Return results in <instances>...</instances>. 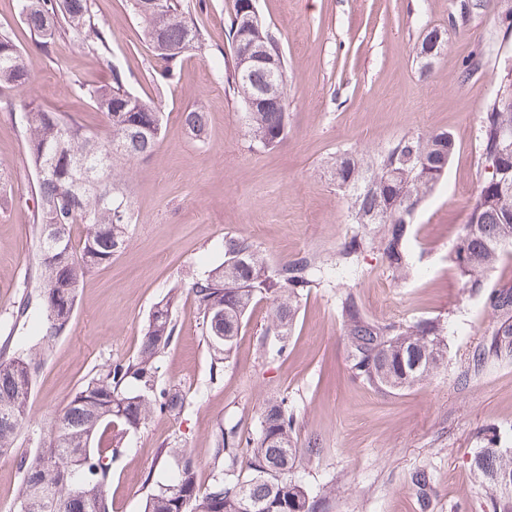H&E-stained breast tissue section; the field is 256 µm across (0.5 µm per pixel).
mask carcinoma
<instances>
[{
  "mask_svg": "<svg viewBox=\"0 0 512 512\" xmlns=\"http://www.w3.org/2000/svg\"><path fill=\"white\" fill-rule=\"evenodd\" d=\"M143 2L129 0V5L152 46L155 80L166 84L185 56L205 48V36L190 18L184 0H160L159 13ZM481 2L454 0L451 16L462 26ZM238 3L232 0L228 10V46L218 67L225 89L245 105L267 75L258 69L249 81L242 80L235 46L241 31L276 57L281 43L261 18L244 27ZM18 8L22 22L43 47L67 32L82 36L97 52L108 45L109 32L95 23L90 0H18ZM103 61L112 72V82L81 92L105 114L106 133L87 131L71 116L32 101L21 104L27 160L38 183L36 288L46 342L67 329L84 276L112 263L125 249L132 213L117 167L151 157L164 122L155 103L127 88L121 67L106 57ZM495 62V89L478 128L486 161L502 151L505 132H512V54L497 55ZM29 82L22 50L8 33L0 32V92L24 88ZM184 123L196 138L206 134L204 113L192 110ZM245 124L253 145L271 150L287 134L286 105L247 112ZM454 150L452 134L433 131L405 135L377 155L344 152L331 158V169L336 181L346 186L344 195L357 224V231L336 250V267L357 266L376 244L388 268L400 278L407 276L412 269L409 242L414 212L444 176ZM494 176L502 181L501 193L487 198L481 190L475 191L468 201V224L449 255L465 287L484 292V308L492 316L484 340L461 362L462 385L491 364L512 358V285L487 287L498 266L512 260V166L485 173L487 178ZM320 274L321 264L313 256L296 257L273 268L248 239L225 238L224 261L189 286L202 314L205 342L213 351L211 373H218L231 355L243 319L258 300H272L269 328L288 339L298 304L320 283ZM180 296L173 288L154 306L137 358L109 366L79 390L58 414L36 454L17 461L23 478L16 512H110L106 489L112 457L126 434L158 413L176 414L183 407V395L158 388L156 378L157 360L175 332ZM339 312L354 382L398 393L428 380L444 363L448 326L438 317L375 321L350 291L340 297ZM9 350V341L0 344V457L11 452L26 417L45 347L36 344L12 354ZM296 424L294 410L281 398L265 404L257 435L230 426L218 445L224 453L223 473L206 487L198 482L197 465L185 449H160L173 461V477L156 484L144 512H326L335 487L316 492L299 477L298 469L320 449L298 444ZM478 438L481 447L469 468L484 492L487 512H512V448L503 444L507 435L490 425L478 432ZM85 448L88 455L83 460L71 457ZM409 485L422 506L428 507L434 494L432 469L414 468Z\"/></svg>",
  "mask_w": 512,
  "mask_h": 512,
  "instance_id": "cac0c4a2",
  "label": "carcinoma"
}]
</instances>
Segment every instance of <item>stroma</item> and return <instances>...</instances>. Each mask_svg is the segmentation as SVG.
I'll return each instance as SVG.
<instances>
[{"label": "stroma", "instance_id": "35a3bbf8", "mask_svg": "<svg viewBox=\"0 0 512 512\" xmlns=\"http://www.w3.org/2000/svg\"><path fill=\"white\" fill-rule=\"evenodd\" d=\"M189 3L207 48L183 60L174 80L159 89L151 48L128 0H91L95 19L112 32L109 61L120 63L131 91L160 104L166 117L155 154L124 170L133 214L128 243L85 278L66 331L51 341L37 372L15 448L0 457V512L15 508L18 459L33 454L78 390L108 366L137 356L154 305L223 262L228 236L252 241L272 267L316 255L324 275L301 300L287 348L267 332L272 304L260 300L215 376L202 317L192 296L182 295L175 336L157 360V383L181 391L185 405L127 438L112 462V512H143L152 487L172 470L160 454L167 446L185 448L201 484H210L220 469L217 435L235 424L257 428L272 395L293 407L299 442L315 441L320 450L303 477L315 488L334 484L329 512H486L467 463L478 431L489 424L512 429V362L457 385L458 364L491 318L481 293L464 288L448 256L484 175L476 135L494 87V57L469 76L464 63L512 17V0H487L460 28L448 25L453 0H257L288 59V133L265 151L252 147L241 105L225 92L214 66L227 45L231 0ZM430 27L446 30L447 43L424 73L418 52ZM3 30L22 48L31 75L25 91L0 99V341L25 349L38 339L40 315L17 323L12 311L24 288L36 285L37 199L18 103L36 101L97 132L105 116L80 89L110 81L111 73L74 36L37 46L17 0H0ZM198 107L209 121L201 141L183 122ZM436 129L453 135L455 151L414 214L411 276L394 278L376 249L357 268L337 270L336 250L354 226L328 157L344 150L374 155L403 135ZM348 291L376 320L447 319V362L397 394L353 382L338 312ZM424 464L435 485L425 510L407 483L409 472Z\"/></svg>", "mask_w": 512, "mask_h": 512}]
</instances>
